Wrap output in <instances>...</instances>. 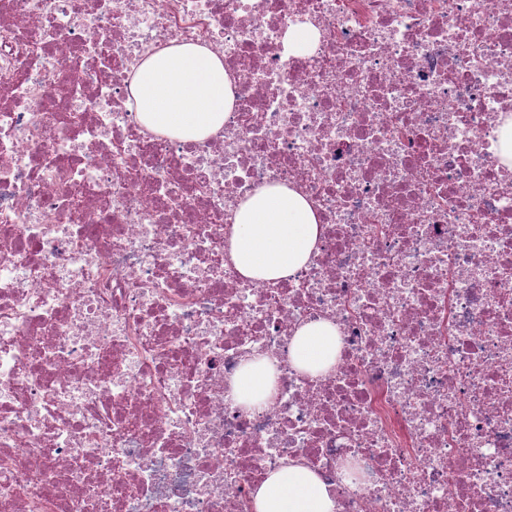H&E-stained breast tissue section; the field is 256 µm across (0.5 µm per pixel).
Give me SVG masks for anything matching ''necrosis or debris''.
I'll use <instances>...</instances> for the list:
<instances>
[{
    "label": "necrosis or debris",
    "instance_id": "obj_1",
    "mask_svg": "<svg viewBox=\"0 0 512 512\" xmlns=\"http://www.w3.org/2000/svg\"><path fill=\"white\" fill-rule=\"evenodd\" d=\"M181 44L231 81L201 141L134 103ZM511 122L512 0H0V512H249L292 462L337 512H512ZM272 184L322 233L247 278ZM320 231L301 195L285 186H263L238 208L229 255L246 277L288 278L309 260ZM336 344L334 324L328 321L308 323L294 333L289 356L294 366L314 374L333 363ZM273 366L267 358H256L246 362L232 385L238 400L254 405L271 394Z\"/></svg>",
    "mask_w": 512,
    "mask_h": 512
}]
</instances>
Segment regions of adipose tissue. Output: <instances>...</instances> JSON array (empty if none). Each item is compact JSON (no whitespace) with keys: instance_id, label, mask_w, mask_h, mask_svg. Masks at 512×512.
<instances>
[{"instance_id":"adipose-tissue-1","label":"adipose tissue","mask_w":512,"mask_h":512,"mask_svg":"<svg viewBox=\"0 0 512 512\" xmlns=\"http://www.w3.org/2000/svg\"><path fill=\"white\" fill-rule=\"evenodd\" d=\"M132 89L145 127L160 136L203 140L219 132L232 105L222 60L208 49L181 45L149 57ZM320 226L307 201L280 185L260 187L237 211L230 258L244 276L284 279L309 260ZM337 331L328 321L308 323L294 334L289 356L297 368L316 373L336 354ZM268 359L246 362L233 381L238 400L254 405L271 394ZM255 512H336V502L311 468L291 463L267 475L254 494Z\"/></svg>"}]
</instances>
